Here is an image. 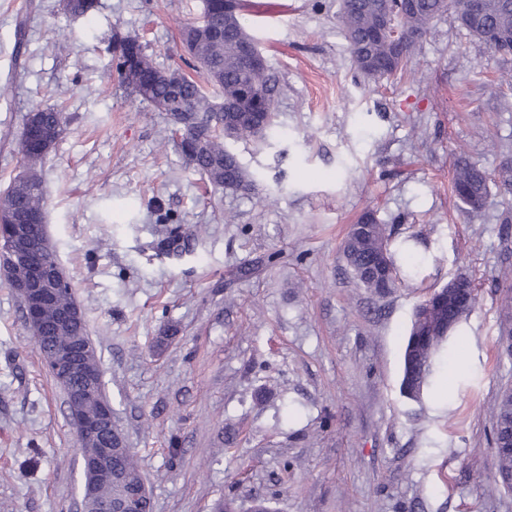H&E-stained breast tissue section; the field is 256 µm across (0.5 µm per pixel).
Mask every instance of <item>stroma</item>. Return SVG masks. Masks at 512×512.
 I'll return each instance as SVG.
<instances>
[{"instance_id":"stroma-1","label":"stroma","mask_w":512,"mask_h":512,"mask_svg":"<svg viewBox=\"0 0 512 512\" xmlns=\"http://www.w3.org/2000/svg\"><path fill=\"white\" fill-rule=\"evenodd\" d=\"M248 2L275 125L229 144L253 190L215 193L167 113L117 71L133 36L158 67L203 80L179 40L203 0H98L84 17L62 0H0V189L21 168L27 115L61 108L48 235L153 512H211L221 497L239 512L257 498L271 512H512V489L487 492L493 409L512 388L497 279L512 266V56L446 14L405 74L375 82L347 52L340 0ZM461 156L490 176L476 216L452 192ZM367 210L418 241L383 296L342 253ZM460 275L478 301L407 400L413 309ZM81 484L64 394L0 278V512H82Z\"/></svg>"}]
</instances>
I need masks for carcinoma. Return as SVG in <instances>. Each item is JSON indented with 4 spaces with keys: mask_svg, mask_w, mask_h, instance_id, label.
Listing matches in <instances>:
<instances>
[{
    "mask_svg": "<svg viewBox=\"0 0 512 512\" xmlns=\"http://www.w3.org/2000/svg\"><path fill=\"white\" fill-rule=\"evenodd\" d=\"M457 3L458 0H418L417 6L403 11L398 21L405 32L404 41L398 43L386 36L373 37L389 10V0H342L338 19L345 31L354 66L375 81L403 72L430 24L444 14H457ZM96 6V0H64L65 10L72 15H87ZM246 7V0H237V11L225 16L221 13V0H204V12L211 19L213 33L196 30L184 43L188 53L205 71L207 80L224 93L227 111L217 112L201 84L185 81L179 89L180 100L187 108L181 116L190 130L179 144L181 154L207 178L215 191L247 190L254 186V179L237 155L224 146V123H233V139L246 140L263 136L275 121L267 70H252L242 58V45L253 40L241 17ZM462 26L491 47L512 42V0H483L479 20L464 22ZM121 57L139 69L143 84L149 86L146 101L163 111L172 94V74L158 68L135 38L125 39ZM32 122L40 124L44 138L20 139L19 153L25 175L20 180L10 181L0 193V226L18 224L28 213L45 214L41 168L61 134L63 115L54 108L37 109ZM487 191L486 172L468 159L459 158L454 166L453 192L465 209L470 213L478 212ZM391 241L387 225L380 223L371 211L364 212L346 236L344 257L355 278L372 293H380V281L365 278L362 273L374 265L378 255L386 256L390 281H395L397 260ZM457 281L467 288L469 299L446 309L445 317L454 327L472 310L478 292L470 279L459 277ZM43 322L46 336L88 335L86 322L82 320L70 325L59 323L55 306L44 311ZM414 330L412 323L403 350L400 381L401 394L410 400L421 398L433 373L435 356L448 341L447 328L435 321L421 325L418 336L414 335ZM34 342L47 371L51 377H56L54 343L39 337L34 338ZM510 431L512 399L503 390L495 403L493 427L494 465L499 473L512 472V453L501 448V442ZM112 469L116 478L102 486L98 495L106 504L104 512H112L117 507L127 485L144 483L133 451L126 446L113 449Z\"/></svg>",
    "mask_w": 512,
    "mask_h": 512,
    "instance_id": "1",
    "label": "carcinoma"
}]
</instances>
